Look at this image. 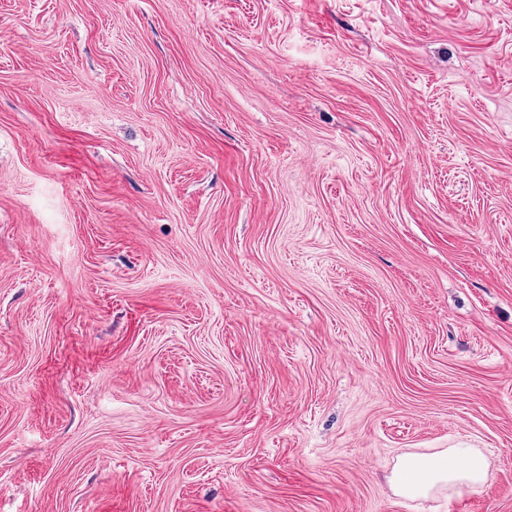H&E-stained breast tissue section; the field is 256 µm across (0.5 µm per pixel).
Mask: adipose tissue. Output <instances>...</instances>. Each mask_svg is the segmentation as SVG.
<instances>
[{"label": "adipose tissue", "mask_w": 512, "mask_h": 512, "mask_svg": "<svg viewBox=\"0 0 512 512\" xmlns=\"http://www.w3.org/2000/svg\"><path fill=\"white\" fill-rule=\"evenodd\" d=\"M485 455L475 448H447L437 453H406L394 467L391 483L408 499H425L438 492L459 493L482 484L487 475Z\"/></svg>", "instance_id": "adipose-tissue-1"}]
</instances>
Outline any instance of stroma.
Returning <instances> with one entry per match:
<instances>
[{
  "instance_id": "35a3bbf8",
  "label": "stroma",
  "mask_w": 512,
  "mask_h": 512,
  "mask_svg": "<svg viewBox=\"0 0 512 512\" xmlns=\"http://www.w3.org/2000/svg\"><path fill=\"white\" fill-rule=\"evenodd\" d=\"M452 505L512 512V0H0V512ZM488 462L477 448H446L440 452L406 453L394 467L391 483L408 499H426L448 490V494L482 484Z\"/></svg>"
}]
</instances>
